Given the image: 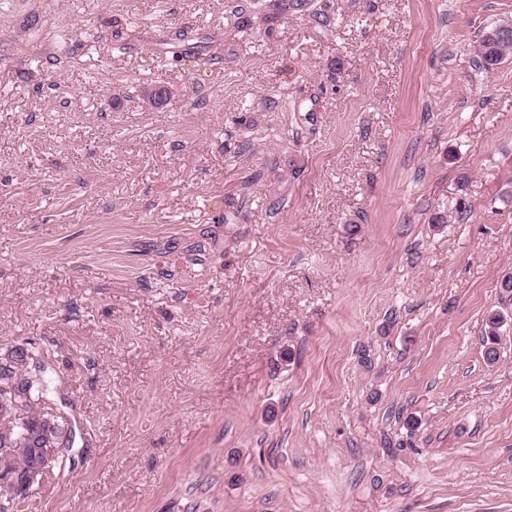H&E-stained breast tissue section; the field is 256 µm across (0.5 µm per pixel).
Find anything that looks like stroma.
<instances>
[{"instance_id":"1","label":"stroma","mask_w":512,"mask_h":512,"mask_svg":"<svg viewBox=\"0 0 512 512\" xmlns=\"http://www.w3.org/2000/svg\"><path fill=\"white\" fill-rule=\"evenodd\" d=\"M277 4L0 0L16 512H512V0ZM489 30L483 31L478 40L480 64L486 70L494 69L495 65L502 62L507 51L512 49V37L490 42L486 38V33ZM509 30L512 31V22H504L490 30L488 36L492 40H497L501 35L508 33ZM504 315L500 311L490 312L485 322V336L483 342L485 344V357L489 363L497 360L500 329L504 322ZM21 359L24 366L19 369L21 375L16 379L18 383L27 377L28 372L25 355ZM31 375V379L23 380L16 389L18 395H29L25 421H22V418H14L15 411L11 392H6V394L3 390L0 392V480L5 474L12 473H20L32 478L30 487L18 492L14 488L7 489L0 484V490H5V494L1 495L2 498L5 500L8 495L11 496L7 503L11 502L12 504L7 512L14 511L15 505L26 497L38 478L59 462L57 456L54 458L55 451L41 454L39 448H47L46 443L49 437L51 438L49 444L58 446L64 435V428L58 418L39 407L45 391L42 375L32 371ZM30 448H35L36 455H40L44 465L54 458L51 465L44 469L38 467Z\"/></svg>"}]
</instances>
